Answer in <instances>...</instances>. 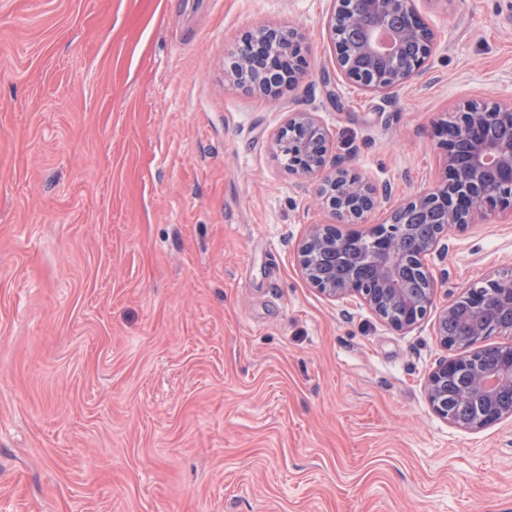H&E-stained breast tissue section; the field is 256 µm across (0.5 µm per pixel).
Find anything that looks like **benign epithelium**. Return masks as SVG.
I'll return each instance as SVG.
<instances>
[{
    "label": "benign epithelium",
    "instance_id": "7a95c632",
    "mask_svg": "<svg viewBox=\"0 0 512 512\" xmlns=\"http://www.w3.org/2000/svg\"><path fill=\"white\" fill-rule=\"evenodd\" d=\"M326 26L336 48V66L350 86L389 95L418 76L435 49V34L416 0H332ZM308 48L294 26L262 27L244 35L226 62L235 84L272 101L281 87L298 84ZM442 150L444 176L427 191L390 211L381 224L341 233L338 224H368V216L391 203L388 187L350 172L331 154L321 118L305 109L289 111L273 140L288 173L315 182V199L329 211L330 224H313L299 246V270L324 296L355 298L381 323L398 331L414 328L434 308L439 288L436 261L448 255L445 237L487 218L488 209L512 215V96L494 103H468L442 112L434 123ZM437 215L442 230L431 235L410 218ZM323 255L349 260L341 278L311 263ZM460 320L462 333H448ZM441 344L455 354L439 360L424 384L433 411L452 425L482 430L512 416V341L495 348L480 368L474 356L485 353L482 337L494 332L512 337V271L485 279L448 300L435 320ZM458 385L457 400L475 413L448 415V383Z\"/></svg>",
    "mask_w": 512,
    "mask_h": 512
}]
</instances>
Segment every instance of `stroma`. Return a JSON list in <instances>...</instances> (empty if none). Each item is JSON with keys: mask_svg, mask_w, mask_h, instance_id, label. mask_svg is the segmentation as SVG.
<instances>
[{"mask_svg": "<svg viewBox=\"0 0 512 512\" xmlns=\"http://www.w3.org/2000/svg\"><path fill=\"white\" fill-rule=\"evenodd\" d=\"M437 46L389 97L346 85L331 0H0V512H512V418L425 399L445 350L327 299L328 214L272 150L316 112L394 202L440 174L433 120L512 94V0H417ZM307 34L278 105L241 37ZM438 303L512 270V218L452 232Z\"/></svg>", "mask_w": 512, "mask_h": 512, "instance_id": "35a3bbf8", "label": "stroma"}]
</instances>
